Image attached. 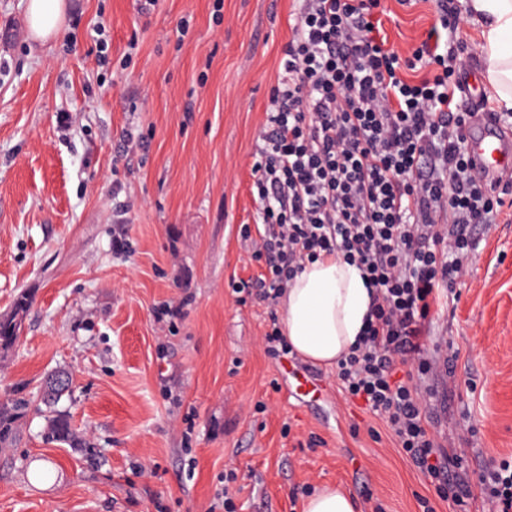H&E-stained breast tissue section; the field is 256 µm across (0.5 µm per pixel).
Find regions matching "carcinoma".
<instances>
[{
  "label": "carcinoma",
  "instance_id": "carcinoma-1",
  "mask_svg": "<svg viewBox=\"0 0 512 512\" xmlns=\"http://www.w3.org/2000/svg\"><path fill=\"white\" fill-rule=\"evenodd\" d=\"M30 305L29 294L22 292L15 299L11 311L0 317L1 355L9 353L16 346L19 323L23 322ZM64 377H71V373L56 371L47 377L35 396L0 401V450L17 446L19 424L31 412L45 417L43 437L46 442L66 444L71 448L90 447V443L72 426L69 413L58 408L61 398L69 389V386L59 382Z\"/></svg>",
  "mask_w": 512,
  "mask_h": 512
}]
</instances>
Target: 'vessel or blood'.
I'll list each match as a JSON object with an SVG mask.
<instances>
[{
    "mask_svg": "<svg viewBox=\"0 0 512 512\" xmlns=\"http://www.w3.org/2000/svg\"><path fill=\"white\" fill-rule=\"evenodd\" d=\"M468 152L488 178L512 175V132L477 113L466 130Z\"/></svg>",
    "mask_w": 512,
    "mask_h": 512,
    "instance_id": "vessel-or-blood-1",
    "label": "vessel or blood"
}]
</instances>
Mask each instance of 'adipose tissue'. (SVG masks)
I'll return each mask as SVG.
<instances>
[{
    "instance_id": "adipose-tissue-1",
    "label": "adipose tissue",
    "mask_w": 512,
    "mask_h": 512,
    "mask_svg": "<svg viewBox=\"0 0 512 512\" xmlns=\"http://www.w3.org/2000/svg\"><path fill=\"white\" fill-rule=\"evenodd\" d=\"M65 0H28L34 39L54 37L63 24ZM466 13L480 26L487 91L512 109V0H466ZM371 294L359 269L338 256L305 265L285 289L281 326L292 349L314 363L335 366L357 342Z\"/></svg>"
}]
</instances>
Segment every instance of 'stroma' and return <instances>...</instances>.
Here are the masks:
<instances>
[{
	"label": "stroma",
	"instance_id": "stroma-1",
	"mask_svg": "<svg viewBox=\"0 0 512 512\" xmlns=\"http://www.w3.org/2000/svg\"><path fill=\"white\" fill-rule=\"evenodd\" d=\"M26 4L0 0V315L32 298L0 399L69 371L60 406L90 445L44 442L30 414L0 452V512H209L229 474L236 512H302L330 484L358 512H448L335 369L266 354L278 304L231 291L260 272L239 230L296 0H68L42 45ZM384 7L388 43H436L433 0ZM128 133L144 149L123 154ZM476 238L433 324L458 358L432 399L475 479L512 461V222Z\"/></svg>",
	"mask_w": 512,
	"mask_h": 512
}]
</instances>
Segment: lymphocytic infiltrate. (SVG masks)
<instances>
[{
  "instance_id": "1",
  "label": "lymphocytic infiltrate",
  "mask_w": 512,
  "mask_h": 512,
  "mask_svg": "<svg viewBox=\"0 0 512 512\" xmlns=\"http://www.w3.org/2000/svg\"><path fill=\"white\" fill-rule=\"evenodd\" d=\"M301 2L252 165L264 226L253 258L265 267L232 291L241 303L277 299L323 255L359 267L372 303L361 341L336 365L343 391L384 423L451 512H512V463L472 482L430 410L428 381L454 361L431 336L434 319L459 299L475 226L496 223L512 194L467 152L456 9L437 0L445 52L425 43L405 54L376 35L380 0Z\"/></svg>"
}]
</instances>
